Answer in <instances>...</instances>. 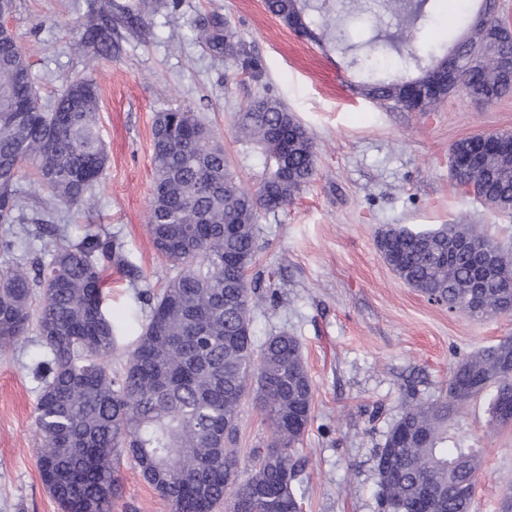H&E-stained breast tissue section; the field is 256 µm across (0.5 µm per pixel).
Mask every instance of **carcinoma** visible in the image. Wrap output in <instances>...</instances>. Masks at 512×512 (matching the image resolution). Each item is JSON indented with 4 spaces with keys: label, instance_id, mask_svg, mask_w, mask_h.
<instances>
[{
    "label": "carcinoma",
    "instance_id": "obj_1",
    "mask_svg": "<svg viewBox=\"0 0 512 512\" xmlns=\"http://www.w3.org/2000/svg\"><path fill=\"white\" fill-rule=\"evenodd\" d=\"M264 5L290 28L302 22L306 37L336 28L330 0ZM422 5L418 0L409 9L404 0H388L404 25L420 19ZM178 6L179 0H137L116 14L104 13L87 28L83 47L109 55L118 28L144 30L147 14ZM194 30L214 56L252 68L221 15L202 17ZM472 39L465 51L456 49L432 65L469 67L460 88L472 98L495 101L512 93V75L486 70L476 46L486 40L512 54V31L495 22ZM409 82L368 83L362 94L417 112L448 96L445 85L411 100ZM98 99L94 80L77 77L44 106L17 36L0 32V353L27 347L36 330L43 348L35 367L43 380L35 414L42 482L60 512H112L120 461L127 457L171 512H215L229 487V512H298L303 464L296 452L312 420L314 385L296 337L280 333L256 344L253 314L265 297L257 285L241 281V272L256 260L259 213L290 205L314 176L311 137L279 101H250L239 112L235 136L259 148L268 164L250 192L231 171L223 144L194 113L156 115L148 234L179 273L161 293L148 296L146 320L132 313L136 342L125 371L114 375L104 359L116 347L120 326L104 307L105 273L115 265L139 281L140 266L90 224L77 239L39 253L17 231L25 220V168L52 199L87 205L108 163L95 120ZM453 181L489 207L512 211V158L490 168L480 164ZM465 240L469 248H453ZM376 242L402 282L448 311L475 318L512 315V288L502 287L512 277V253L496 251V275H485L481 259L493 242L472 226L389 225ZM19 251L32 255L31 270L14 264ZM250 395L272 433L245 462L234 445L239 408ZM481 396L488 399L493 426L512 425V336L461 358L445 395L403 404L376 453L378 501L393 512H472L482 449L448 447V430Z\"/></svg>",
    "mask_w": 512,
    "mask_h": 512
}]
</instances>
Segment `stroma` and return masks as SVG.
Listing matches in <instances>:
<instances>
[{
	"mask_svg": "<svg viewBox=\"0 0 512 512\" xmlns=\"http://www.w3.org/2000/svg\"><path fill=\"white\" fill-rule=\"evenodd\" d=\"M135 0H15L10 28L32 64L42 103L53 102L69 77L100 88L97 114L110 162L86 208L47 203L23 182L30 222L54 225L36 248L62 242L71 225L91 224L121 243L143 271L129 282L108 275L107 307L124 317L144 307L143 292L176 274L158 256L146 231L152 180V124L156 113L192 108L221 136L241 185L255 189L265 160L234 138L237 115L258 97L279 100L308 130L316 173L294 202L258 218L257 259L250 272L265 302L253 321L256 340L286 332L303 347L315 392L313 420L299 446L304 459L302 512H378L375 453L407 401L445 394L453 365L478 348L512 336V316L477 320L427 297L398 279L376 247L387 225L411 229L472 224L512 248V214L490 208L455 186L449 151L482 132H512V94L485 103L454 91L432 111L379 105L361 85L388 77H416L433 57L465 40L469 25L445 21L447 0H425L401 53L384 54L378 72L356 63L359 25L393 28L385 0H335L339 19H354L345 36L317 42L298 37L270 14L264 0H180L176 11L150 18L140 38L123 30L121 49L99 56L80 46L89 20L112 4ZM223 15L255 67L243 72L212 56L193 34L206 14ZM35 347L0 355V512H57L37 468L34 410L41 383L32 372ZM236 451L249 459L270 430L259 407L240 408ZM451 440L484 452L474 512H500L512 488V426L488 429V401H470ZM113 512H170L130 460L120 468Z\"/></svg>",
	"mask_w": 512,
	"mask_h": 512,
	"instance_id": "1",
	"label": "stroma"
}]
</instances>
